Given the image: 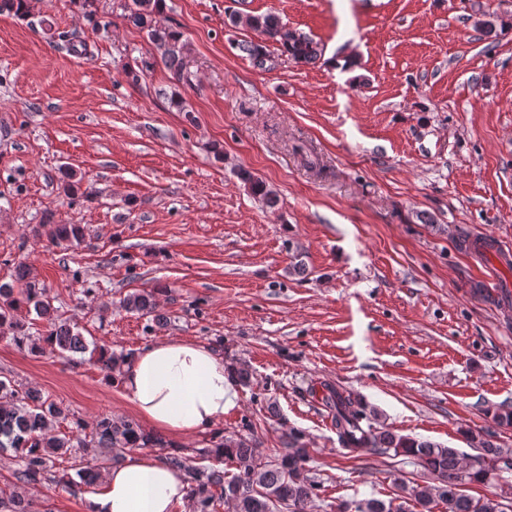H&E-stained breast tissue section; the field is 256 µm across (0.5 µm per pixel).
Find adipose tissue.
Instances as JSON below:
<instances>
[{
  "label": "adipose tissue",
  "mask_w": 512,
  "mask_h": 512,
  "mask_svg": "<svg viewBox=\"0 0 512 512\" xmlns=\"http://www.w3.org/2000/svg\"><path fill=\"white\" fill-rule=\"evenodd\" d=\"M121 387L149 426L187 438L223 423L236 384L221 356L203 343L167 339L126 364ZM183 471L151 455H133L104 470L86 512H190Z\"/></svg>",
  "instance_id": "1"
}]
</instances>
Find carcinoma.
Returning <instances> with one entry per match:
<instances>
[{
  "mask_svg": "<svg viewBox=\"0 0 512 512\" xmlns=\"http://www.w3.org/2000/svg\"><path fill=\"white\" fill-rule=\"evenodd\" d=\"M163 0H132L129 21L147 31L148 37L161 51L162 63L179 80L188 79L181 55L182 33L158 20L159 4ZM30 12V0H0V15L25 16ZM246 24L263 40L277 43L284 55L297 63L316 60L321 51L317 43L306 35L288 28L273 14L250 16ZM244 50L260 67L266 65V46L251 42ZM238 178L267 206L277 204L276 196L263 180L249 170L241 168ZM35 234L52 243L80 242L85 230L81 224H59L52 213L44 215ZM161 289L134 292L121 300V306L136 312L155 325H163L157 313L156 294ZM27 307L36 316L47 320L50 329L43 336L32 335L20 322L15 312ZM0 335L9 338L19 348L32 354L43 351V344L62 352L90 353L108 381L117 380L129 356L115 354L108 348L91 344L57 315L47 289L33 274L32 268L19 263L14 278L0 283ZM229 369L237 384L248 387L253 373L241 361L230 364ZM322 401L329 408L332 425L340 447L359 455H388L407 457L432 476L435 483L403 481L401 494L384 502L379 499L362 500L351 507L347 503L336 505V512H512V498L491 494L473 498L464 494L466 484L500 482L509 484L512 476V451L498 447L490 437L475 436L472 441L479 453L469 462H462L454 448H448L427 439L398 434L380 424L377 413L353 394L329 383L321 384ZM67 418L65 410L48 401L36 390H18L11 383L0 380V451L12 449L19 454L21 468L17 472L20 482L41 485L51 481L53 458L70 448H107L112 456L159 443V439L146 432L137 423L123 419L102 417L87 427L82 420L75 422L78 441L67 435L54 433V425ZM282 448L271 458H262L257 450L253 433L220 437L211 448L203 449L209 458L233 469L209 466H189L178 454L168 462L185 471L188 494L193 512H218L223 503L232 505L233 512H307V508L320 498L322 483L308 467L310 456L303 441V433L291 429L281 438ZM0 512H31L29 503L17 495L0 497Z\"/></svg>",
  "mask_w": 512,
  "mask_h": 512,
  "instance_id": "carcinoma-1",
  "label": "carcinoma"
}]
</instances>
